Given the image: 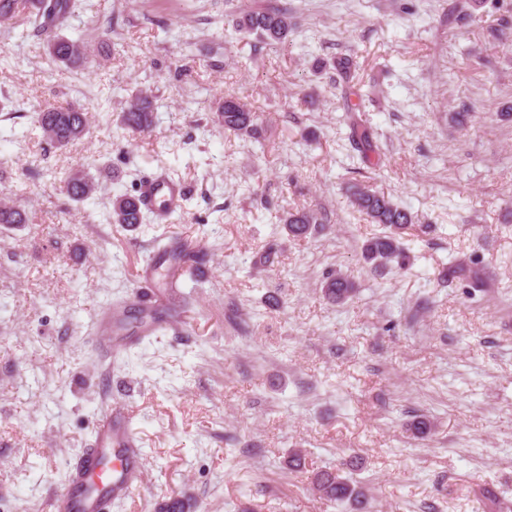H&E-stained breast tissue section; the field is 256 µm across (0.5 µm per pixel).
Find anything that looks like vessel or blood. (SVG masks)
Here are the masks:
<instances>
[{
    "label": "vessel or blood",
    "instance_id": "obj_1",
    "mask_svg": "<svg viewBox=\"0 0 512 512\" xmlns=\"http://www.w3.org/2000/svg\"><path fill=\"white\" fill-rule=\"evenodd\" d=\"M137 198L141 208L162 219L182 206L186 192L181 182L154 174L141 182ZM137 300L146 318L137 330L141 336L153 331L152 315L157 309L176 302L172 295L144 293L138 294ZM124 316V308L113 305L97 313L94 347L100 353L114 354L112 335L119 330ZM132 418L131 409L120 396L115 397L111 409L99 415L96 440L74 463L69 488L54 498L52 512H109L113 500L130 494L141 483L144 462L130 426Z\"/></svg>",
    "mask_w": 512,
    "mask_h": 512
}]
</instances>
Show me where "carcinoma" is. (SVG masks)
I'll return each mask as SVG.
<instances>
[{"label": "carcinoma", "instance_id": "cac0c4a2", "mask_svg": "<svg viewBox=\"0 0 512 512\" xmlns=\"http://www.w3.org/2000/svg\"><path fill=\"white\" fill-rule=\"evenodd\" d=\"M27 2L23 19L45 37L47 53L55 65L79 68L85 61L84 44L63 34L69 27V19L76 13L80 0H0V22L8 23L16 18L21 2ZM234 32L256 35L269 45H285L295 33L293 7L289 0H282L266 9L244 12L229 20ZM156 105L147 94L137 91L130 95L120 114L118 128L122 135L133 136L147 131L154 122ZM216 112L224 129L236 135L260 136L262 127L258 115L239 97L224 96L217 104ZM46 140L57 148L65 147L82 137L87 130V112L75 104L46 108L34 116ZM96 177L88 172L77 171L64 180L63 188L69 198L83 203L96 192ZM351 206L364 214L372 224H379L386 232L369 240L362 247L365 261L373 264L375 271L384 272L397 264L403 266L408 259L399 236L414 226L411 212L394 202L391 197L363 186L351 194ZM146 214L137 209L135 197L119 195L113 201L112 221L117 224H142ZM25 215L16 207L0 204V224H25ZM323 217L315 210L288 212L284 226L293 237H305L319 231ZM323 294L332 304H343L356 294L353 282L339 272L328 274ZM311 485L319 497L334 504L347 503L355 509H365L368 504L364 487L352 476L336 468L319 469L311 474Z\"/></svg>", "mask_w": 512, "mask_h": 512}]
</instances>
